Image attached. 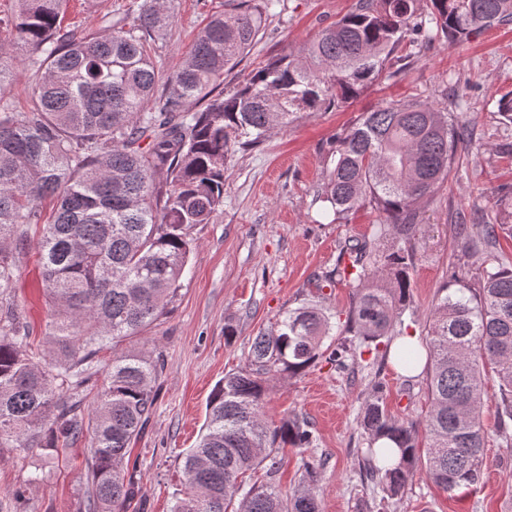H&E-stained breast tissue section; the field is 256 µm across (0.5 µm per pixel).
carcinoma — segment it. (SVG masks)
<instances>
[{
	"mask_svg": "<svg viewBox=\"0 0 512 512\" xmlns=\"http://www.w3.org/2000/svg\"><path fill=\"white\" fill-rule=\"evenodd\" d=\"M69 0H16L15 56L0 53V89L20 55L39 76L32 106L0 103V448L40 447L54 456L89 437L86 512H123L135 494L130 444L157 399L160 359L115 352L167 311L193 250L191 231L224 206V168L234 148L257 146L275 127L326 105L357 98L386 71L409 34L460 44L474 32L512 22V0H359L297 53L267 62L231 94L224 71L254 46L271 3L216 16L171 73L151 40L171 22L166 0H142L136 16L107 14L97 32L64 26ZM156 110L147 112L157 87ZM192 104L202 109L193 111ZM467 127L428 103L389 102L364 112L334 138L320 199L334 216L369 206L383 215L373 238L344 245L336 276L353 288L346 332L329 360L393 352L411 373L424 365L430 407L419 421L386 409L381 386L363 407L362 468L386 497L420 473L450 496L480 482L488 434L481 419L486 379L499 406L495 436L512 447V268L496 250L512 224H459L456 234L484 256L477 282L451 266L438 290L423 341L411 345L401 315L410 300L421 203L450 175ZM55 201L41 223L42 202ZM41 225L36 249L52 304L46 364L30 346L23 312L3 299L16 256ZM333 325L316 305L300 307L257 336L248 364L213 388L199 442L183 454V482L172 512H320L312 468L287 493L247 473L277 472L278 444L306 448L298 420L271 425L270 381L304 372L323 358ZM427 348L422 360L421 347ZM114 351L106 384L88 383L99 355ZM391 440L399 451L378 446Z\"/></svg>",
	"mask_w": 512,
	"mask_h": 512,
	"instance_id": "cac0c4a2",
	"label": "carcinoma"
}]
</instances>
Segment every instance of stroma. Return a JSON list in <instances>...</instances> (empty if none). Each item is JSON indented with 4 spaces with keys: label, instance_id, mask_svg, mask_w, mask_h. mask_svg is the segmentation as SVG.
<instances>
[{
    "label": "stroma",
    "instance_id": "stroma-1",
    "mask_svg": "<svg viewBox=\"0 0 512 512\" xmlns=\"http://www.w3.org/2000/svg\"><path fill=\"white\" fill-rule=\"evenodd\" d=\"M139 0H72L65 22L83 32L96 30L105 14L135 12ZM358 0H276L254 47L224 77L232 90L258 68L304 43L343 15ZM172 21L155 43L156 56L173 71L198 31L214 15L230 10L232 0H167ZM406 67L396 77L365 89L351 104L301 113L286 128L271 130L261 145L236 151L224 173V206L209 223L192 231L195 248L167 314L126 350L162 355L164 368L155 382L157 400L145 431L132 445L138 492L126 512H171L181 487V459L193 447L205 422L208 397L224 374L243 367L251 345L280 316L305 304L332 315L334 338L352 298L348 282H328L345 241L372 236L381 215L370 209L335 219L317 192L337 133L361 113L392 101L417 99L450 112L445 86L468 88V103L458 113L469 126L472 146L461 151L448 180L421 209L423 231L411 272V302L402 314L405 332L423 337L450 263L477 271L481 256L464 251L454 231L456 214L479 204L491 224H512V155L495 153L505 126L498 114L501 95L512 92V24L484 29L459 45L436 40L424 44L409 36L398 50ZM455 111V110H454ZM10 297L31 325L40 358H48L45 340L50 307L40 284L36 248L17 257ZM235 334L225 338V326ZM382 385L388 410L421 419L429 406L425 373L409 376L379 354L339 368L318 360L296 377L274 380L264 411L268 420H305L311 447H285L274 480L281 490L297 485L306 466L317 467L321 512H512V450L496 439L486 446L480 484L467 498L448 497L424 477L409 481L402 496L382 498L361 465L365 435L362 407L375 385ZM86 442L61 453L48 483L13 497L44 461L39 448L0 450V512H84Z\"/></svg>",
    "mask_w": 512,
    "mask_h": 512
}]
</instances>
